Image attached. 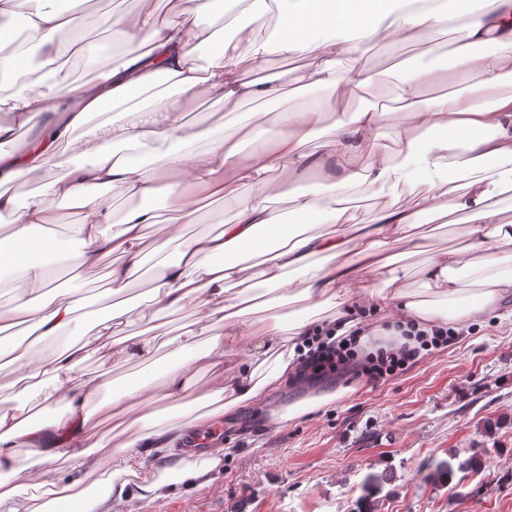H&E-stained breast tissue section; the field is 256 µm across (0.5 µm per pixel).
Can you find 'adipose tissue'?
Here are the masks:
<instances>
[{
	"label": "adipose tissue",
	"instance_id": "1",
	"mask_svg": "<svg viewBox=\"0 0 512 512\" xmlns=\"http://www.w3.org/2000/svg\"><path fill=\"white\" fill-rule=\"evenodd\" d=\"M194 0L191 9L159 22V0H137L134 10L112 21L120 48L118 63L101 67L85 82L68 80L62 57L69 51L63 34L76 28L73 13L55 0H0V60L15 76L10 94L0 95V138L42 115L46 123L34 143L0 151V215L13 216V250L0 251V267L13 269L17 296L0 308V332L20 326L23 341L11 349V361L27 387L18 401L40 398L45 407L64 404L63 412L44 420L39 412L19 415L0 410V512H62L76 504L83 512H113L131 498L152 503L166 497L168 475L199 481L220 459H198L182 446L183 429H161L159 416L128 414L127 402L153 405L196 390L191 421L208 425L239 406L266 404L294 371L296 349L315 325L353 327L348 309L388 311L419 327L479 321L490 309L512 297V212L491 185L492 164L512 161V5L487 0L486 12L468 17V0ZM28 38L41 55L37 75H30L24 53L15 50L14 23L20 4ZM274 13L275 30L264 25L236 27L234 13ZM456 23V67L408 69L400 76L397 115L371 105L350 108L351 99L372 84L361 65L339 73V60L351 57L357 43L375 36L392 45L426 43ZM491 44L485 54L475 46ZM314 51V58L295 78L304 89L324 96L296 111L275 117L250 113L231 132L206 129L204 148H193L185 116L198 96L239 111L248 103L281 99L277 77L261 75L266 58ZM457 82L450 95L421 98L423 85ZM175 90L166 103L152 95L160 85ZM489 95L474 105L470 91ZM336 123L328 138L320 132L328 113ZM319 140L318 152L308 144ZM77 144L70 159L62 145ZM152 145L147 165L122 157L121 146ZM465 152L467 160L452 172L454 187L435 180L442 160ZM318 166L332 176L316 191L283 196L284 184L303 170ZM40 173L48 191L27 200L10 192L11 184ZM404 183L421 186L406 207H386L360 220L344 206L342 192L351 186ZM247 188L232 219L221 233L183 237L182 225L197 223L201 200L221 199ZM164 191L169 223L146 206L145 198ZM116 195L133 201L116 217L108 200ZM286 198L300 218L322 216L329 229L303 236L270 206ZM71 218L70 233L82 244L73 267L91 269L109 262L112 295L121 294L142 275L143 241L157 227L155 252L179 242L177 262L159 264L154 286L138 304H113L94 334L80 345L65 347L53 360L39 353L41 341L60 336L73 324L80 300L76 288L51 285L45 255L48 231L60 211ZM443 218L461 212L460 243L427 251L419 230L420 213ZM113 232H105V225ZM259 260L262 296L251 295L241 257ZM423 255L420 285H407L402 259ZM197 323L217 332L199 340L191 330L168 340L182 353L161 372L162 384L128 386L101 405V413L118 419L120 438L112 450V467L100 472L88 442L87 399L100 382L77 374L92 354L112 367L148 362L158 353L157 322L186 305ZM208 372L206 382L189 374V366ZM164 440L169 460L164 471L148 467L142 451ZM34 449L40 469L23 471L21 449ZM99 473L106 493L87 499L72 485L57 481L49 467L58 452ZM24 475L17 483L15 475ZM38 492L31 505L25 488Z\"/></svg>",
	"mask_w": 512,
	"mask_h": 512
}]
</instances>
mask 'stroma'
<instances>
[{"mask_svg": "<svg viewBox=\"0 0 512 512\" xmlns=\"http://www.w3.org/2000/svg\"><path fill=\"white\" fill-rule=\"evenodd\" d=\"M455 46L451 30L427 45L393 47L377 37L362 42L359 62L377 81L358 94L354 106L397 102L400 71L451 68ZM309 59L305 53L264 61V74L278 76L285 90L279 108L316 98V91L294 81ZM344 198L362 218L387 205L409 204L413 188L363 185L346 190ZM106 272L102 265L83 273L86 305L66 335L42 342V356L85 342L110 312ZM82 371L104 377L108 386L99 396L105 399L157 369L114 368L91 357ZM316 398L321 404L312 412L272 424V413ZM222 425L224 441L215 449L222 463L207 484L178 481L162 505L132 499L122 512H355L364 478L385 470L394 478L378 494L376 512H512V300L399 378L378 386L361 380L292 381L266 408L241 406ZM475 453L483 460L477 477L440 485L419 476L427 462Z\"/></svg>", "mask_w": 512, "mask_h": 512, "instance_id": "1", "label": "stroma"}]
</instances>
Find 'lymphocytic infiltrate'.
Returning <instances> with one entry per match:
<instances>
[{"mask_svg":"<svg viewBox=\"0 0 512 512\" xmlns=\"http://www.w3.org/2000/svg\"><path fill=\"white\" fill-rule=\"evenodd\" d=\"M383 327L395 332L396 340L376 344L369 350L361 343L363 328H354L342 336L330 326L314 331L298 348V379L344 377L382 384L407 373L425 356L447 348L459 336L458 330L447 325L418 329L387 321Z\"/></svg>","mask_w":512,"mask_h":512,"instance_id":"1","label":"lymphocytic infiltrate"}]
</instances>
